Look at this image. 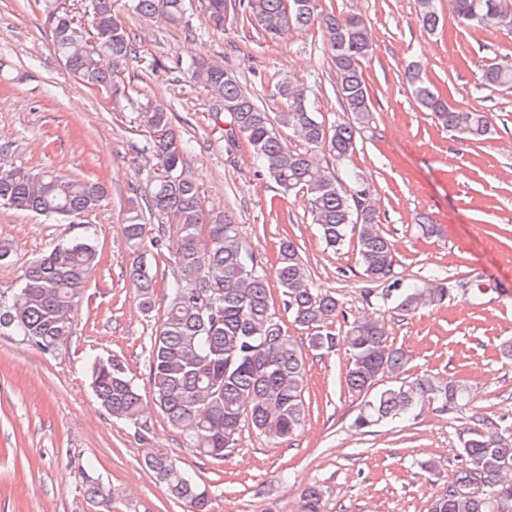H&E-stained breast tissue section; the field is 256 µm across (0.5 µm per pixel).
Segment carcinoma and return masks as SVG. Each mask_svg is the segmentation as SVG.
<instances>
[{"label":"carcinoma","instance_id":"obj_1","mask_svg":"<svg viewBox=\"0 0 512 512\" xmlns=\"http://www.w3.org/2000/svg\"><path fill=\"white\" fill-rule=\"evenodd\" d=\"M119 0H89L90 26L98 51L85 49L58 9L46 12L55 54L88 86L112 96L125 94L120 68L135 53V36L121 23ZM135 13L163 17L173 26L185 23L187 0H127ZM205 0L211 23L224 27L229 13L242 12L246 21L276 40L293 27L317 26L337 76V95L347 120L326 125L305 87L284 80L278 95L285 108L269 112L231 70L206 58L189 62L187 71L212 99V111L230 117V136L240 132L258 173L273 180L282 194L308 196L313 223L329 250L339 252L356 242L365 278L381 286L379 299L391 300L407 315L444 305L454 284L441 279L405 284L394 278L395 255L380 224L368 179L350 167L357 144L374 122V108L363 66L376 52L369 22L358 14L338 17L321 0ZM449 14L467 27L495 28L512 24V0H448ZM417 21L435 32L442 24L437 0H417ZM405 78L417 105L442 127L483 141L492 133L486 112L463 110L444 98L423 76L419 62L407 65ZM488 87L512 89V64H491L480 76ZM146 122L158 133L152 157L160 172L154 176L151 213L174 217L172 243L148 236L143 214L130 208L123 234L133 255L129 279L137 289L140 308L154 307L155 253L166 248L173 263L161 324L148 358L150 392L167 422L187 435L202 456L221 461L237 445L241 428H252L272 442L296 434L309 416L305 399V349L330 352L346 346L351 364L346 373L349 393L360 399L354 426L373 427L412 415L436 402L454 413L469 404L467 387L456 380L420 376L399 378L407 371L408 353L389 344L382 323L354 320L344 334L333 330L341 306L332 295L317 294L297 244L279 242L276 260L285 309L295 325L309 331L305 338L288 334L271 312V293L261 266L244 245L238 225L224 211L205 208L196 178L185 167L188 142L171 127L163 104L145 111ZM298 141L305 149L291 147ZM331 161L320 164L314 153ZM105 194L97 181L70 177L56 170L33 173L0 162V205L31 212L50 221L76 218L94 208ZM100 256L89 238L55 247L24 272L10 299L0 302V335H16L52 353L68 335V316L84 297ZM91 387L115 419L141 424L142 393L125 364L115 358L95 359L88 367ZM391 385H371L383 377ZM462 465L451 484L467 488L471 476L484 483L480 493L434 496L428 512H512V436L472 432L460 448ZM146 466L169 495L188 503L193 512H208V491L188 471L163 454L146 457ZM88 498L110 508L112 487L83 471ZM323 489L311 485L300 494L299 512H321Z\"/></svg>","mask_w":512,"mask_h":512}]
</instances>
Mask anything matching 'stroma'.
Here are the masks:
<instances>
[{
    "label": "stroma",
    "mask_w": 512,
    "mask_h": 512,
    "mask_svg": "<svg viewBox=\"0 0 512 512\" xmlns=\"http://www.w3.org/2000/svg\"><path fill=\"white\" fill-rule=\"evenodd\" d=\"M49 3L0 0V154L34 172L98 180L106 195L93 212L62 224L0 207V240L12 245L9 261L0 264V299L56 245L91 238L102 262L71 314L70 335L53 353L0 336V512H94L79 474L88 462L112 487V512H190L144 467L150 452L167 454L208 486L210 512H298L311 484L324 491L322 512H427L460 467L470 432L512 433V358L501 352L512 340V89L480 83L489 64L512 60V27H464L448 16L432 33L417 22L416 0H322L336 15L360 13L377 44L364 66L375 119L352 162L377 195L395 276L459 286L448 304L405 316L392 302L367 298L370 284L355 244L325 250L306 195L282 194L258 175L244 139L226 135L229 116L214 118L208 92L185 68L198 54L219 62L271 112L282 107L279 83L291 78L334 124L347 115L317 28H293L273 41L237 15L216 29L201 0H191L181 27L142 17L119 0L118 16L139 40L122 71L129 95L113 99L77 81L59 61L44 25ZM414 59L457 107L491 115L487 140L448 132L418 108L403 76ZM149 103L170 108L173 129L189 142L185 165L202 201L238 224L263 268L272 311L290 335L304 331L290 324L276 277L285 237L299 246L315 292L338 299L345 317L337 329L363 317L382 321L389 344L410 356L407 377L461 381L468 407L448 413L430 403L412 416L357 430L358 401L344 383L351 359L340 345L308 352L310 416L284 443L247 426L217 463L195 452L152 397L143 401L146 428L113 419L92 391L87 365L117 356L148 389V352L171 275L168 253L159 254L155 306L144 312L128 277L132 255L122 227L127 209L144 208L152 190L153 169L140 160L154 141L142 114ZM425 220L438 225L435 236L419 234ZM425 459L437 462L435 472L422 470Z\"/></svg>",
    "instance_id": "35a3bbf8"
}]
</instances>
